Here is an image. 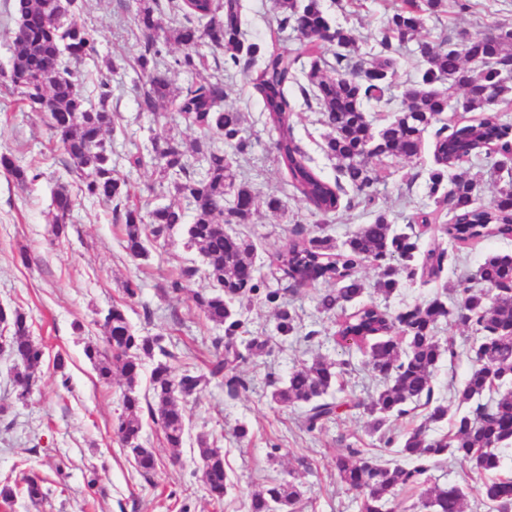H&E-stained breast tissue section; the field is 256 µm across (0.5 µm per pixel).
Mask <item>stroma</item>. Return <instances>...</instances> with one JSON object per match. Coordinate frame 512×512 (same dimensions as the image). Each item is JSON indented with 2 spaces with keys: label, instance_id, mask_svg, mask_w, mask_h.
<instances>
[{
  "label": "stroma",
  "instance_id": "35a3bbf8",
  "mask_svg": "<svg viewBox=\"0 0 512 512\" xmlns=\"http://www.w3.org/2000/svg\"><path fill=\"white\" fill-rule=\"evenodd\" d=\"M248 35L275 41L277 47L295 49L296 32L274 33L272 0H245ZM396 0H323L332 24L352 30L362 50L375 46L387 15ZM134 0H77L73 20L85 25L97 40L96 59L80 64L87 85L108 81L114 115L113 162L119 177L132 185L130 201L139 206L161 204L151 188L156 181L151 168L130 166L129 157L149 144L152 133L171 130L183 142L197 133L181 121L173 105L157 113L140 111L133 89L140 74L132 67L142 38L135 21ZM512 26V0H471L463 13L424 17L423 33L429 39L454 40L476 32L492 31L497 25ZM223 77L224 106L244 112L252 149L242 170L246 180L261 195L274 194L288 205L294 223L259 208L242 224L228 225L230 233L249 238L255 246L256 276L262 289L245 299L238 313L246 331L242 341H266L263 353L238 366L246 390L228 396L223 383L211 379L187 404L184 444L167 447L158 424L144 417L142 443L152 448L157 465L141 475L112 432L121 413L123 387L100 382L84 354L86 345H103L101 317L113 303L126 301L133 328L143 336L159 337L174 357V371L206 372L215 360L213 341L223 327L207 321L191 301L194 292L208 288L204 275L186 281L182 293L168 292L166 280L182 267H202L197 247L184 232L148 244L149 257L132 260L119 244L120 233L112 221L111 205L85 197L64 168V154L40 113L31 111L0 82V156L21 166H31L38 178L21 186L0 168V306L25 314L32 339L45 350L36 382L25 400H18L13 382L16 362L0 353V488L11 487L14 497L0 501V512H248L250 494L269 481L292 482L301 492V512H358L354 492L336 478L335 457L349 448H365L381 461L399 460L397 446H386L369 430L364 409L382 386L367 364L365 351L337 344L335 317L318 313L317 287H289L278 279L270 265L282 250L294 227L311 230L322 224L336 243L346 241L359 225L371 223L383 211L398 232L413 231L427 245H447L438 231L408 225L413 212L434 209L426 193L428 173L434 165L432 136H425L416 159L389 158L378 163L380 176L373 205L341 210L325 218L311 216L307 206L287 186L264 125L262 106L253 94L251 74L241 71L221 75L215 64L196 73L175 70L174 86ZM295 109L291 118L294 135L326 178L336 175L335 163L322 150L325 127L316 107L304 104L299 91H292ZM66 182L75 202L73 222L66 238L53 241L45 219L56 182ZM435 210V209H434ZM512 254V239L488 238L459 254V263L428 281L402 282L390 296L365 293L360 301L397 315L424 300L440 297L454 303V285L460 278L476 279L485 258ZM138 278L144 286L136 298L125 299L122 283ZM268 289L280 290L298 315V333L282 336L276 319L264 300ZM316 331L312 342L303 334ZM439 342H454L458 356L441 360L434 378V393L453 404L454 391L471 370L466 350L474 336L470 325L439 321ZM63 356L65 366L56 369L54 359ZM323 356L348 360L350 366L328 393L333 401H354L335 420L314 432L302 429L301 408H283L271 402L269 381L287 379L292 368ZM248 436L239 439L237 430ZM214 436L224 456L231 487L223 501H212L203 489L196 445L198 434ZM38 478L48 495L31 503L25 493V477Z\"/></svg>",
  "mask_w": 512,
  "mask_h": 512
}]
</instances>
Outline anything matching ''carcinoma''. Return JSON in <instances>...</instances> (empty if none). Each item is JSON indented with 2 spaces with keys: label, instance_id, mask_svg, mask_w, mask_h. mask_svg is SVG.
Wrapping results in <instances>:
<instances>
[{
  "label": "carcinoma",
  "instance_id": "1",
  "mask_svg": "<svg viewBox=\"0 0 512 512\" xmlns=\"http://www.w3.org/2000/svg\"><path fill=\"white\" fill-rule=\"evenodd\" d=\"M424 5L434 13H461L471 8L470 0H425L423 4L403 0L384 24L381 51L371 55L365 65L353 59V33L331 27L321 0H274L278 29L310 35L292 51L271 49L247 38L243 0L177 4L169 12L171 27L167 29L162 25L160 0H137L135 22L143 36L137 63L144 77L135 86L138 105L142 111L154 113L162 103L175 101L185 123L200 133L189 147L173 134L158 135L147 156L134 158L135 166L151 167L159 176L161 192L173 197L172 203L145 213L128 204V185L114 176L112 141L106 139L113 132L110 86L104 81L97 84L94 103L91 91L73 69L75 64L94 59L96 39L75 21L53 23L59 0H14L17 30L12 61L9 71L0 76L32 111L46 114L67 156L65 165L78 177L80 191L114 204L121 245L129 257L146 259V233L166 238L184 223L185 213L192 212L187 234L204 256V273L212 285L210 291L194 293L192 302L208 321L224 327V336L214 340L222 353L211 375L224 376L230 394L244 386L236 369L245 359L238 343L243 323L236 318L233 305L257 291L260 284L255 276L253 243L224 231V225L246 220L257 200L253 187L239 178L232 159L224 154V146L244 156L252 142L242 113L218 109L224 98L222 83L191 82L175 87L171 70L193 73L205 67L207 57L199 47L207 41L224 57V71L256 69L252 87L262 104L265 124L275 135L277 160L287 172L288 185L312 214L322 216L342 207L371 203L379 181L371 160L417 156L424 134L448 110L450 91H462L457 106L466 113L479 112L481 118L436 130L435 167L426 184L435 205H448V223L442 232L450 249H421L413 236L393 233L386 214L380 212L352 233L341 254L336 253L335 241L323 234L322 225L308 233L296 228L288 245L275 254L274 264L292 288L308 279L335 284L318 294V312L336 315L338 341L369 346L368 365L386 380L365 404L372 432L386 434L391 417L403 418L419 403L427 410L424 422L402 434L399 453L406 462L382 464L360 448L336 456L337 478L356 493L358 512H394L390 504L396 491L424 484L427 462L448 454L471 464L477 495L491 512H512V476L502 472L501 458V450L512 444V292L500 287L512 278V255L487 257L480 267L482 286L457 289V301L451 306L435 298L394 318L373 304L347 311L348 304L365 292L359 271L366 264L379 269L372 288L390 295L401 279H415L420 269L439 276L444 264L455 261L462 247L488 237L512 238V184L500 190L497 201L485 206L478 202L477 179L466 167L482 156H498V164L503 166L512 162V126L490 109L491 103L506 102L512 96V81L500 75L512 61V26H498L491 33H477L460 42L449 36L429 40L419 36L424 27ZM323 31L329 32V42L336 44L331 62L322 51L324 41L315 38ZM412 41L419 58L415 79L406 87V99L392 119L376 128L368 106L392 102L389 92L399 68L400 50ZM170 42L180 47L181 54L169 64L163 52ZM295 85L306 104L314 101L320 105L322 124L328 129L323 150L336 161L332 180L314 170L311 157L294 138L288 93ZM0 166L16 182L29 181V170L9 157L0 156ZM72 211V195L67 185L60 184L52 192L46 213L55 238L66 236ZM197 272L193 266L182 268L169 278L167 288L175 294L182 292L183 283ZM266 301L275 309L280 333H295L297 315L280 291H268ZM442 319L473 322L478 336L468 350L471 372L454 391L461 411L452 417L448 433L430 436L429 424L448 416V407L433 398L434 371L443 355L450 361L457 355L453 342L443 347L433 336ZM103 327L106 347L89 346L85 353L100 380L110 383L116 374L121 378L122 412L113 432L140 473L147 475L155 469L156 458L141 442L142 411L148 410L160 425L168 447H182L186 399L196 392L204 376L188 370L177 374L168 363H157L150 378L153 403L144 408L136 391L142 359L152 357L156 349L168 358L174 354L161 347L160 338L138 334L121 303L106 311ZM0 338L4 350L18 362L14 383L21 388L18 398L23 400L45 351L30 338L26 317L18 310L0 307ZM346 365L345 361L317 358L295 368L284 385L269 382L271 401L284 407H306V429H320L341 408L340 403L325 401L323 396ZM487 393L493 395L490 405L480 403ZM197 445L201 481L209 497L221 501L229 486L224 455L205 433L197 436ZM300 499V491L292 483L272 482L251 496L249 512H299ZM464 500L460 487L437 485L427 492L423 507L429 512H463Z\"/></svg>",
  "mask_w": 512,
  "mask_h": 512
}]
</instances>
